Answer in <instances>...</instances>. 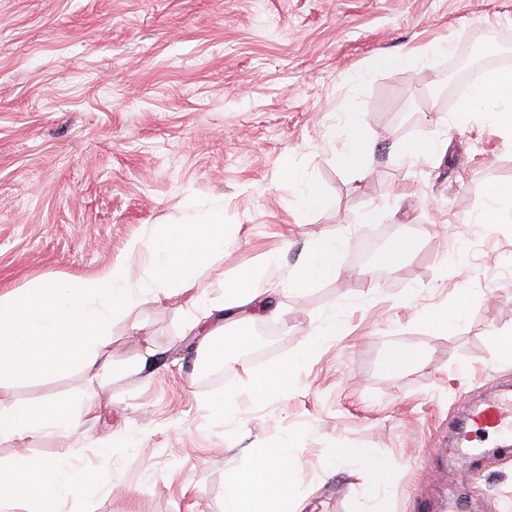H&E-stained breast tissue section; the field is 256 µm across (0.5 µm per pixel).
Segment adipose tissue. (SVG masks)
<instances>
[{
    "instance_id": "obj_1",
    "label": "adipose tissue",
    "mask_w": 512,
    "mask_h": 512,
    "mask_svg": "<svg viewBox=\"0 0 512 512\" xmlns=\"http://www.w3.org/2000/svg\"><path fill=\"white\" fill-rule=\"evenodd\" d=\"M458 110L463 114L490 113L498 124L512 129V71L486 73L461 98ZM341 246L337 237L308 244L279 288L268 287L267 282L284 265L280 252L270 254L263 269L243 271L226 285L222 300L202 310L203 317L215 309L223 311L229 326L220 343L211 345V356L223 360L249 344L250 334L243 330V323L279 319V292H300L315 282L336 279ZM223 249L221 212H211L202 223L191 220L164 225L150 250L144 293L171 298L189 291L195 285L196 269ZM142 295L131 285L129 262L121 259L99 277L65 283L34 281L0 296V394L26 381L73 368L96 378L105 376L111 368L112 323L128 317L141 304ZM342 328L336 311H328L321 328L293 358L249 377L248 394L264 399L287 392L294 368L327 338L340 335ZM98 409L91 398L40 405L15 401L0 406V437L17 444L8 463L0 465V512H10L18 501L27 504L28 512H66L70 501L111 489V476L89 475L73 464L71 456L39 459L27 448L28 440L38 435L77 429L81 418L96 415ZM293 471L290 440L245 449L241 462L225 475L224 512H301V502L289 488Z\"/></svg>"
}]
</instances>
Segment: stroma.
I'll return each instance as SVG.
<instances>
[{
    "instance_id": "35a3bbf8",
    "label": "stroma",
    "mask_w": 512,
    "mask_h": 512,
    "mask_svg": "<svg viewBox=\"0 0 512 512\" xmlns=\"http://www.w3.org/2000/svg\"><path fill=\"white\" fill-rule=\"evenodd\" d=\"M414 47L421 62L372 70ZM510 56L512 0H0V295L101 275L134 242L148 278L161 226L213 208L229 239L196 288L145 296L113 322V366L157 350L140 373L74 369L6 395L99 403L76 431L28 442L111 475V493L71 512H224L227 468L286 436L303 512H512V441L465 464L451 438L469 405L512 389L492 339L512 332V222L477 221L489 191L512 183V132L484 112L460 119L447 98L460 66L481 76ZM349 112L373 144L361 175L340 164ZM428 140L439 155L402 159L405 143ZM308 183L334 206L298 215ZM371 231L379 249L411 237L417 250L390 267L355 259ZM335 234L341 275L278 296L275 335L251 322L250 346L209 381L187 330L203 300L270 253L287 249L293 266ZM463 303V322L431 328L432 313ZM332 308L343 334L287 393L250 398L249 374L292 358ZM410 346L416 363L387 367ZM215 396L237 401L234 419L211 414ZM363 447L391 475L372 499L351 454Z\"/></svg>"
}]
</instances>
